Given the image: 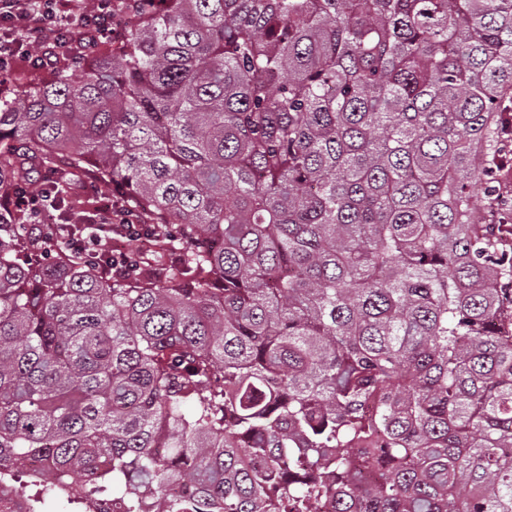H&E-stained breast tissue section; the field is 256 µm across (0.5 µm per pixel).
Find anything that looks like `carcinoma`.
I'll use <instances>...</instances> for the list:
<instances>
[{
    "label": "carcinoma",
    "instance_id": "1",
    "mask_svg": "<svg viewBox=\"0 0 512 512\" xmlns=\"http://www.w3.org/2000/svg\"><path fill=\"white\" fill-rule=\"evenodd\" d=\"M79 67L0 94L28 509L512 512V0H135ZM34 165L47 210L124 186L155 249L115 276L80 219L29 234ZM94 226L95 225H87L84 229L81 230L80 233L76 234V232H74L69 239L70 249L82 257L85 256L90 260L97 258V254L94 248V239L98 235L97 231H100V228ZM86 230L91 231L84 235L83 233Z\"/></svg>",
    "mask_w": 512,
    "mask_h": 512
}]
</instances>
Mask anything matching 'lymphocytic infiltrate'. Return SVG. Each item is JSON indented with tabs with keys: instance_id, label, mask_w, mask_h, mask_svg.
<instances>
[{
	"instance_id": "1",
	"label": "lymphocytic infiltrate",
	"mask_w": 512,
	"mask_h": 512,
	"mask_svg": "<svg viewBox=\"0 0 512 512\" xmlns=\"http://www.w3.org/2000/svg\"><path fill=\"white\" fill-rule=\"evenodd\" d=\"M119 0H0V74L19 61L42 64L45 57L79 61L106 36Z\"/></svg>"
}]
</instances>
